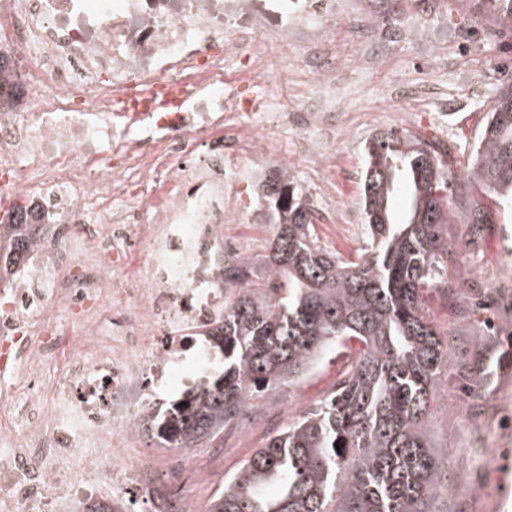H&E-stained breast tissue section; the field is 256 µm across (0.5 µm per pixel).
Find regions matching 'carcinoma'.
Returning <instances> with one entry per match:
<instances>
[{
	"mask_svg": "<svg viewBox=\"0 0 512 512\" xmlns=\"http://www.w3.org/2000/svg\"><path fill=\"white\" fill-rule=\"evenodd\" d=\"M490 23L512 32V0ZM366 244L344 258L319 243L311 204L285 172L263 181L266 253L224 256V320L205 333L221 367L139 428L166 448H194L261 412L266 395L343 358L336 387L289 417L224 481L210 512H431L450 491L448 449L429 413L448 372V333L425 293L463 307L448 279L454 198L480 188L512 206V82L503 83L468 169L406 130L364 144ZM38 224H0V272L24 264Z\"/></svg>",
	"mask_w": 512,
	"mask_h": 512,
	"instance_id": "cac0c4a2",
	"label": "carcinoma"
}]
</instances>
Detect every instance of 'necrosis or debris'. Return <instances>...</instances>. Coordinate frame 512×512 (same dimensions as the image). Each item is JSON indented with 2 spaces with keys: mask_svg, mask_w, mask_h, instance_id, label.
I'll use <instances>...</instances> for the list:
<instances>
[{
  "mask_svg": "<svg viewBox=\"0 0 512 512\" xmlns=\"http://www.w3.org/2000/svg\"><path fill=\"white\" fill-rule=\"evenodd\" d=\"M339 7L0 0L17 90L0 101V177L22 197L43 189V231L0 287V388L16 396L0 409V512H62L154 468L139 417L151 386L180 389L207 360L196 336L224 316V229L243 221L244 185L287 166L279 129L294 113L324 160ZM293 32L316 59L291 105ZM51 364L59 376L43 381Z\"/></svg>",
  "mask_w": 512,
  "mask_h": 512,
  "instance_id": "4bbe7bcc",
  "label": "necrosis or debris"
}]
</instances>
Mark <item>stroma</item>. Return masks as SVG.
Returning <instances> with one entry per match:
<instances>
[{
    "mask_svg": "<svg viewBox=\"0 0 512 512\" xmlns=\"http://www.w3.org/2000/svg\"><path fill=\"white\" fill-rule=\"evenodd\" d=\"M364 20L383 18L394 28L384 58L368 69L348 71L336 81V100L344 128L330 140L328 157L316 167L306 158V135L297 127L280 137L293 158L289 177L306 197L332 181L347 205L338 225L317 220L323 245L351 256L364 244L361 179L363 145L375 135L368 115L375 107L406 113L407 129L439 138L458 169H466L475 141L501 83L512 80V36L494 31L486 0H356ZM241 206L246 224L228 227L242 239L246 255L262 256L269 225L256 213L253 192ZM453 253L448 267L464 282L466 301L454 312L428 298L432 319L447 331L451 363L432 405L429 429L435 446L448 451L451 490L435 503L436 512H512V213L495 214L493 223L472 232L470 224L452 228ZM480 384L470 380L480 368ZM342 363L322 362L296 384L271 393L267 408L227 429L216 440L182 451L159 446L144 434L139 449L156 461L140 486L124 489L130 512H164L189 501L195 512H209L210 502L249 456L266 443L289 415L312 408L331 391Z\"/></svg>",
    "mask_w": 512,
    "mask_h": 512,
    "instance_id": "35a3bbf8",
    "label": "stroma"
}]
</instances>
